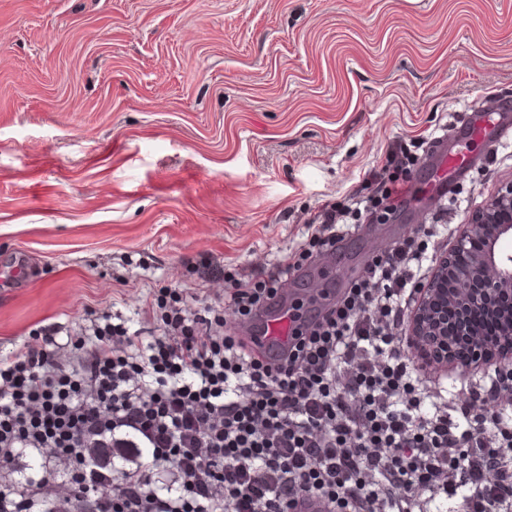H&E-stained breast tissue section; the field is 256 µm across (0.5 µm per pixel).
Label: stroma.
Here are the masks:
<instances>
[{
  "label": "stroma",
  "instance_id": "1",
  "mask_svg": "<svg viewBox=\"0 0 512 512\" xmlns=\"http://www.w3.org/2000/svg\"><path fill=\"white\" fill-rule=\"evenodd\" d=\"M512 107V0H0V350L143 315L162 288L223 305L307 241L397 144L413 200L315 253L292 304L343 293L411 227L452 246L512 181V139L449 137ZM471 165L431 196L442 152Z\"/></svg>",
  "mask_w": 512,
  "mask_h": 512
}]
</instances>
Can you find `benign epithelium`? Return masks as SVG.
<instances>
[{
    "label": "benign epithelium",
    "mask_w": 512,
    "mask_h": 512,
    "mask_svg": "<svg viewBox=\"0 0 512 512\" xmlns=\"http://www.w3.org/2000/svg\"><path fill=\"white\" fill-rule=\"evenodd\" d=\"M512 238V182L461 227L453 248L442 254L419 293L407 331L410 350L424 369L455 367L459 338L448 335V309H476L502 291L512 294V255L501 251ZM476 280L481 292L472 289ZM471 365H512V308L500 313V330L492 338L473 336L468 344Z\"/></svg>",
    "instance_id": "benign-epithelium-1"
}]
</instances>
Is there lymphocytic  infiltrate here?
<instances>
[{
	"mask_svg": "<svg viewBox=\"0 0 512 512\" xmlns=\"http://www.w3.org/2000/svg\"><path fill=\"white\" fill-rule=\"evenodd\" d=\"M407 153L372 173L363 212L397 211L409 191ZM432 224L372 256L278 364L255 357L215 306L186 315V295L151 299L158 331L111 323L57 341L37 333L0 354V512H427L429 494L463 512H512V379L487 370L469 397L427 393L408 354L414 274ZM298 263L234 281L229 304L251 319ZM129 429L149 450L132 471L86 466L90 446ZM37 452L39 477L12 481L19 455ZM174 476L170 485L151 473ZM108 483L100 496L94 488Z\"/></svg>",
	"mask_w": 512,
	"mask_h": 512,
	"instance_id": "lymphocytic-infiltrate-1",
	"label": "lymphocytic infiltrate"
}]
</instances>
